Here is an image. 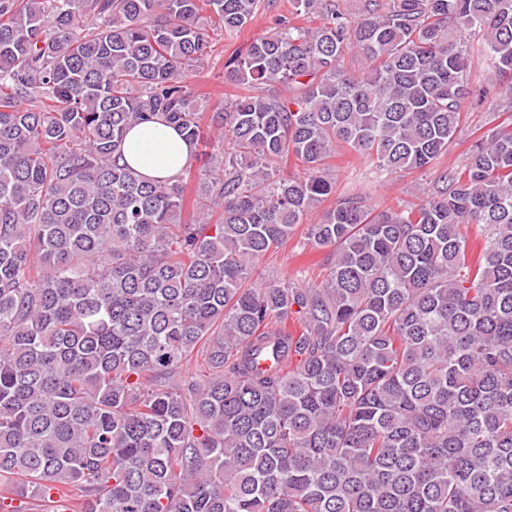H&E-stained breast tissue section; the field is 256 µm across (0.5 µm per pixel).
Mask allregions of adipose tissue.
Segmentation results:
<instances>
[{
    "mask_svg": "<svg viewBox=\"0 0 512 512\" xmlns=\"http://www.w3.org/2000/svg\"><path fill=\"white\" fill-rule=\"evenodd\" d=\"M194 151V145L175 127L147 122L128 130L122 158L144 177L164 182L181 173Z\"/></svg>",
    "mask_w": 512,
    "mask_h": 512,
    "instance_id": "obj_1",
    "label": "adipose tissue"
}]
</instances>
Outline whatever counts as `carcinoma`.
I'll return each mask as SVG.
<instances>
[{"instance_id":"carcinoma-1","label":"carcinoma","mask_w":512,"mask_h":512,"mask_svg":"<svg viewBox=\"0 0 512 512\" xmlns=\"http://www.w3.org/2000/svg\"><path fill=\"white\" fill-rule=\"evenodd\" d=\"M263 6L0 0V487L73 512H512V113L437 168L463 107L512 100V0H295L318 24L275 19L224 62L244 93L198 101L206 22ZM153 120L199 147L189 212L191 167L119 163ZM340 146L431 188L338 196ZM290 154L304 175L274 170ZM318 210L324 281L251 283Z\"/></svg>"}]
</instances>
